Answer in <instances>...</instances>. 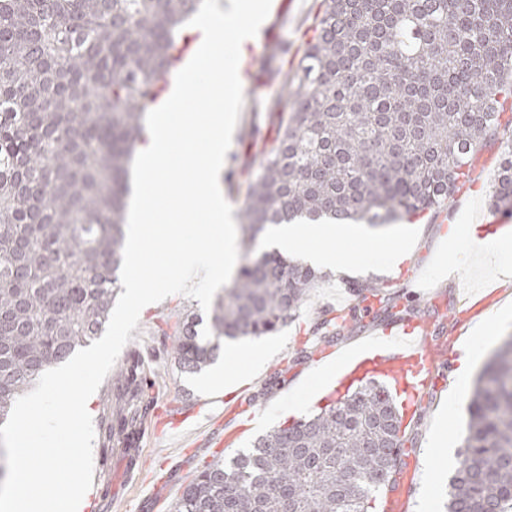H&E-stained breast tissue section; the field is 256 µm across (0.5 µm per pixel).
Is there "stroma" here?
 <instances>
[{"mask_svg": "<svg viewBox=\"0 0 512 512\" xmlns=\"http://www.w3.org/2000/svg\"><path fill=\"white\" fill-rule=\"evenodd\" d=\"M318 6L319 0H295L288 41L280 53L277 71H286L312 36ZM276 128L274 115L264 114L255 128L248 112H241L222 182L224 196L233 206H240L251 163L270 148ZM501 159L499 144L483 147L473 158L469 182L461 185L455 199L427 211L412 224L419 232V241L410 260L393 273L370 267L363 274L364 279L385 283L387 293L396 298L397 317L409 319L414 311L431 310L427 322L432 345L443 340L453 344L450 356L436 369V389L423 398L421 420L409 433L414 451L407 459V475L396 493L410 498L412 512H442L446 486L456 470L455 464L448 461V451L461 446L468 399L463 396L450 402L448 391L454 366L463 349L472 343L476 324L467 314L463 300L473 289L494 281L500 291L490 299L489 308L512 305V243L503 244V251L511 258L498 270L489 269L482 257L467 247L469 225L484 223L494 216L490 194ZM452 224L459 230L453 240L448 237ZM412 225L404 222L397 229L402 232ZM351 282V276L336 272L320 280L291 323L275 335L245 341L242 357L225 364L231 383L221 382L209 389L197 386L196 376L180 372L174 339L167 333L169 325L187 313L199 311L198 301L172 295L142 309L137 328L131 331L130 341L115 362L119 368L137 366L144 382L146 414L137 436L140 458L130 461L119 451L118 441L108 436L111 421L106 414L124 406L125 401L118 396L112 378H105L89 406L95 431L90 492L98 497L96 512H171L172 502L203 465L233 456V449L217 445L231 422L221 419L218 410L204 409L205 400L248 386L265 421L241 437L239 446L243 448L286 421L289 409L297 407L302 414L312 413L308 400L321 383L319 368L334 360L343 348L383 331L377 322L331 343L312 336L311 328L322 310H343L355 305ZM265 345L273 348L269 359L261 371H251L253 352ZM167 408L187 414L182 428L156 429L158 413Z\"/></svg>", "mask_w": 512, "mask_h": 512, "instance_id": "stroma-1", "label": "stroma"}]
</instances>
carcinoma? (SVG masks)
<instances>
[{
	"instance_id": "1",
	"label": "carcinoma",
	"mask_w": 512,
	"mask_h": 512,
	"mask_svg": "<svg viewBox=\"0 0 512 512\" xmlns=\"http://www.w3.org/2000/svg\"><path fill=\"white\" fill-rule=\"evenodd\" d=\"M200 0H0V425L53 364L100 334L119 288L128 163L175 32ZM284 94L276 138L250 174L242 230L307 221L381 228L439 207L483 145L503 159L491 207L512 214V0H320ZM319 280L277 252L246 255L208 323L174 330L180 371L224 338L273 334ZM356 299L391 304L378 281ZM364 327L323 312L339 340ZM402 412L367 384L203 466L173 512H372L407 466ZM140 408L116 414L135 440ZM446 512H512V335L478 375Z\"/></svg>"
}]
</instances>
